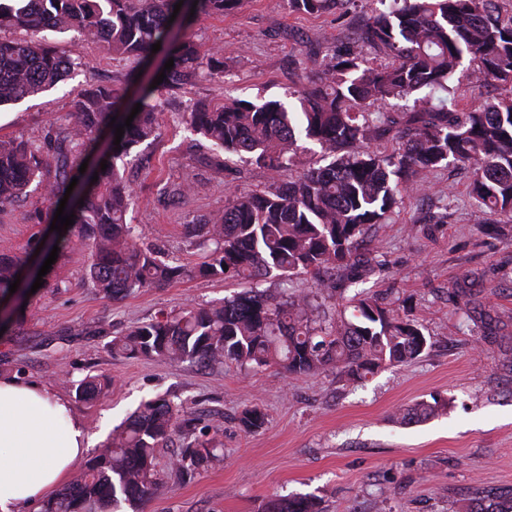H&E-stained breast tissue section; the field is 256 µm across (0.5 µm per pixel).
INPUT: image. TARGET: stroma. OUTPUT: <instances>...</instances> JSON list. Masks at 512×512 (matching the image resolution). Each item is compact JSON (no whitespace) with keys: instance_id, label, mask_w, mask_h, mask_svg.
Listing matches in <instances>:
<instances>
[{"instance_id":"stroma-1","label":"stroma","mask_w":512,"mask_h":512,"mask_svg":"<svg viewBox=\"0 0 512 512\" xmlns=\"http://www.w3.org/2000/svg\"><path fill=\"white\" fill-rule=\"evenodd\" d=\"M370 0H354L346 16L300 15L288 0H240L224 16H201L187 37L222 49L224 76L172 98L154 144L127 159L134 190L127 212L138 244L191 265L184 226L223 211L228 190L271 181L262 167L214 164L184 120L197 103L289 101L310 51L328 61L352 37ZM11 39L50 41L89 61L54 89L0 108V138L40 140L68 120L69 93L86 80L126 87L128 64L101 57L76 32L17 30ZM470 168L452 164L422 173L424 193L405 200L387 223L368 229L360 249L376 259L358 290L386 308L410 309L430 343L418 359L352 384L333 369L286 377L233 361L203 367L113 353V338L160 313L217 302L240 292L236 282L193 276L118 300L96 294L85 279L89 251L67 229L64 259L53 268L66 292L27 295L24 320L0 334V374L49 384L70 401L95 443L70 474L78 476L113 427L145 401L161 397L218 428V458L185 484L165 482L141 512H260L272 495L311 494L324 512H462L481 493H512V216L492 215L472 200ZM192 184L178 198L167 184ZM23 198L0 211V254L32 252L33 225ZM104 374L112 391L93 402L73 389ZM433 395L449 398L445 414L402 425L394 414ZM256 407L266 424L239 425Z\"/></svg>"}]
</instances>
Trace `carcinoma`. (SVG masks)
Here are the masks:
<instances>
[{
	"label": "carcinoma",
	"mask_w": 512,
	"mask_h": 512,
	"mask_svg": "<svg viewBox=\"0 0 512 512\" xmlns=\"http://www.w3.org/2000/svg\"><path fill=\"white\" fill-rule=\"evenodd\" d=\"M179 0H0V32L19 27L76 30L101 44V52L131 63L135 83L152 45L166 44L174 59L162 83L144 93L141 110L125 126L122 96L106 84H87L69 101L70 121L51 126L40 142L0 140V210L28 190L51 201L64 197L103 129L124 127L120 150L107 142L95 162L98 180L81 182L66 214L90 251L87 279L104 298L127 297L198 274L246 280L254 287L210 306L189 305L174 315L144 322L112 340V350L128 357L215 364L225 360L255 367L277 366L293 378L328 367L358 382L388 365L417 359L428 348L421 325L410 315L391 313L373 296L344 298L352 317L327 315L318 292L275 299L257 284L275 275L283 281L310 275L317 287L343 273L353 287L369 272L371 258L358 252L366 229L384 224L405 199L424 191L422 171L470 164V195L490 212L512 213V17L502 18L496 0H377L355 39L336 48L330 62L302 75L294 91L299 106L279 100L233 101L197 106L189 112L192 130L206 140L221 165L236 156L272 172L263 188L229 191L224 211L186 224L189 246L206 252L194 267L169 261L137 246L125 215L131 189L117 161L140 145L153 143L164 102L197 81L224 75V51L189 39L167 40ZM239 0H184L187 12L222 16ZM353 0H288L297 13L344 14ZM369 46L387 55L376 64L361 55ZM468 60L474 85L501 82L505 94L479 105L460 106L453 75ZM88 67L76 54H61L47 42L0 39V105L45 92ZM412 100L398 115L380 109L392 100ZM320 148V160L298 171L300 138ZM388 140L387 153L368 146ZM226 158H221V155ZM108 168L101 170V161ZM55 212L37 206L30 224H50ZM228 269H223V266ZM21 261L0 255V298L23 300L36 276H19ZM112 391V379L89 376L76 396L95 400ZM438 395L415 401L397 414L402 424L426 421L447 407ZM247 433L261 429L265 415L244 411ZM192 433L197 419L164 399L144 402L114 432L85 471L52 497L40 512H140L163 485L156 448L175 429ZM214 439H196L170 464L169 477L185 483L217 459ZM262 512H321L316 498L276 496Z\"/></svg>",
	"instance_id": "cac0c4a2"
}]
</instances>
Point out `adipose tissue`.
<instances>
[{
	"instance_id": "1",
	"label": "adipose tissue",
	"mask_w": 512,
	"mask_h": 512,
	"mask_svg": "<svg viewBox=\"0 0 512 512\" xmlns=\"http://www.w3.org/2000/svg\"><path fill=\"white\" fill-rule=\"evenodd\" d=\"M90 445L65 396L0 375V512H19L48 495Z\"/></svg>"
}]
</instances>
